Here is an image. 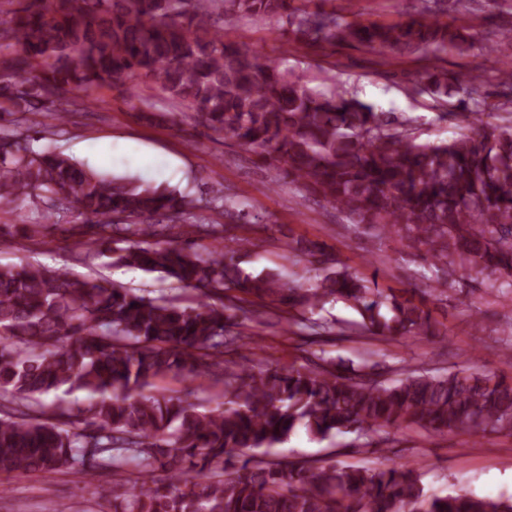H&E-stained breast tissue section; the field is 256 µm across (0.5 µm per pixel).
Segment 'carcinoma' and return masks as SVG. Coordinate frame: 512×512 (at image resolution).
<instances>
[{
  "label": "carcinoma",
  "mask_w": 512,
  "mask_h": 512,
  "mask_svg": "<svg viewBox=\"0 0 512 512\" xmlns=\"http://www.w3.org/2000/svg\"><path fill=\"white\" fill-rule=\"evenodd\" d=\"M312 0H16L0 18V40L16 48L0 72V208L22 220L36 198L47 219L74 211L92 230L89 251L117 267L157 273L193 296H145L109 280L44 265L0 266V474L65 472L91 483L112 512H512V498L424 491L417 470L343 467L266 458L299 427L326 438L355 432L385 441L391 431L512 434V386L466 370H414L395 380L343 373L319 358L284 372L261 363L229 366L224 353L254 342L232 332L244 297L271 311L323 309L343 300L372 336H429L431 316L339 266L319 259L302 288L277 273L253 276L238 249H199L191 234L218 238L204 214L242 218L233 196L182 194L168 186L108 177L64 155L38 151L32 134L58 127L53 99L121 84L128 102L157 87L190 117L281 165L287 175L353 224L380 228L425 250L444 276L487 275L512 287V126L479 125L421 143L397 122L329 77L324 91L303 73L260 63L256 51L224 41L220 22L273 21L288 41L355 43L371 50H465L464 25L409 18L350 23L309 10ZM453 85L427 77L424 91L447 103ZM185 217L188 229L169 221ZM126 246L121 247L119 243ZM235 295L228 296L226 292ZM224 369L225 406L206 408L142 390L175 374L194 382ZM82 392L83 405L66 397ZM53 394L48 403L44 397Z\"/></svg>",
  "instance_id": "cac0c4a2"
}]
</instances>
